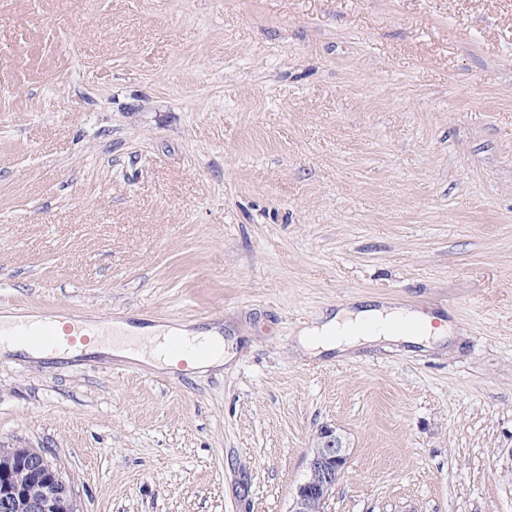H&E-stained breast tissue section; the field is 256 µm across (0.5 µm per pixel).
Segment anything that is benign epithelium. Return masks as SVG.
Instances as JSON below:
<instances>
[{
    "label": "benign epithelium",
    "mask_w": 512,
    "mask_h": 512,
    "mask_svg": "<svg viewBox=\"0 0 512 512\" xmlns=\"http://www.w3.org/2000/svg\"><path fill=\"white\" fill-rule=\"evenodd\" d=\"M22 466L35 480L37 490L26 496L27 512H64L69 484L45 454L30 448L20 452ZM348 445L345 437L330 425L317 428L307 462V473L292 494L289 512H328L329 501L345 473ZM11 475L0 471V512H15L20 490L11 486Z\"/></svg>",
    "instance_id": "benign-epithelium-1"
}]
</instances>
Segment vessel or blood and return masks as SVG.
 <instances>
[{
  "label": "vessel or blood",
  "mask_w": 512,
  "mask_h": 512,
  "mask_svg": "<svg viewBox=\"0 0 512 512\" xmlns=\"http://www.w3.org/2000/svg\"><path fill=\"white\" fill-rule=\"evenodd\" d=\"M108 336L112 333V316L100 313L94 328H87L83 319L73 317L59 321L48 314L39 320L19 317L6 328L0 327V336L19 341L32 349H54L60 346L75 345L76 342H88L90 334ZM167 352L179 366H186L188 358L199 357L207 352L206 346L190 342L182 337H171L167 342Z\"/></svg>",
  "instance_id": "1"
}]
</instances>
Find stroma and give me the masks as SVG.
Masks as SVG:
<instances>
[{"label": "stroma", "instance_id": "obj_1", "mask_svg": "<svg viewBox=\"0 0 512 512\" xmlns=\"http://www.w3.org/2000/svg\"><path fill=\"white\" fill-rule=\"evenodd\" d=\"M449 323L304 351L341 306ZM215 328L218 367L0 351L82 512H512V0H0V316ZM348 445L336 427L322 425L313 436L307 473L292 494L289 512H328L329 501L345 473Z\"/></svg>", "mask_w": 512, "mask_h": 512}]
</instances>
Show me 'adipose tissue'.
I'll return each mask as SVG.
<instances>
[{
	"label": "adipose tissue",
	"instance_id": "obj_1",
	"mask_svg": "<svg viewBox=\"0 0 512 512\" xmlns=\"http://www.w3.org/2000/svg\"><path fill=\"white\" fill-rule=\"evenodd\" d=\"M362 323L371 325V332H357V325ZM448 331V325H434L432 317L383 304L359 309L345 307L324 316L319 325L301 331L300 342L309 352L319 354L381 340L421 344L444 337ZM175 334V328L167 326L138 328L118 323L113 337L105 339L104 349L133 359L147 357L163 367L170 363L165 344Z\"/></svg>",
	"mask_w": 512,
	"mask_h": 512
}]
</instances>
